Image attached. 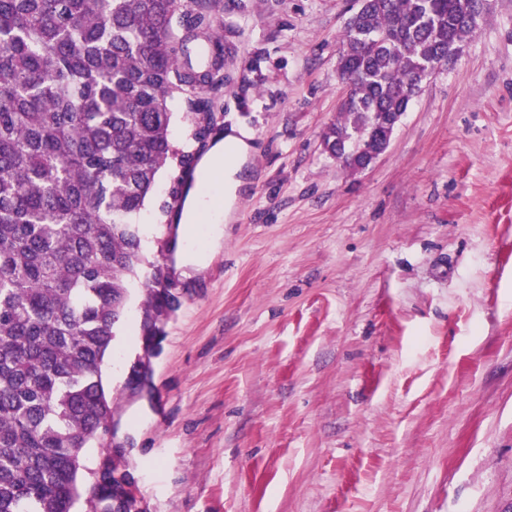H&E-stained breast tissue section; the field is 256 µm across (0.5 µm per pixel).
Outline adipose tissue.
<instances>
[{
	"label": "adipose tissue",
	"mask_w": 512,
	"mask_h": 512,
	"mask_svg": "<svg viewBox=\"0 0 512 512\" xmlns=\"http://www.w3.org/2000/svg\"><path fill=\"white\" fill-rule=\"evenodd\" d=\"M253 151L246 133L229 132L215 143L199 164L194 187L184 203L180 221L186 228L212 220L226 221L244 183L239 171Z\"/></svg>",
	"instance_id": "adipose-tissue-1"
}]
</instances>
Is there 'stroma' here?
I'll return each mask as SVG.
<instances>
[{
    "mask_svg": "<svg viewBox=\"0 0 512 512\" xmlns=\"http://www.w3.org/2000/svg\"><path fill=\"white\" fill-rule=\"evenodd\" d=\"M356 9L224 0L247 186L150 344L133 286L103 368L141 512H512V0L352 171L322 134ZM177 174L136 219L153 261Z\"/></svg>",
    "mask_w": 512,
    "mask_h": 512,
    "instance_id": "obj_1",
    "label": "stroma"
}]
</instances>
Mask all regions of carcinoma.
<instances>
[{
  "label": "carcinoma",
  "instance_id": "carcinoma-1",
  "mask_svg": "<svg viewBox=\"0 0 512 512\" xmlns=\"http://www.w3.org/2000/svg\"><path fill=\"white\" fill-rule=\"evenodd\" d=\"M482 0H364L344 31L348 87L326 151L359 147L407 111L439 57L455 58ZM224 0H0V512L137 509L112 461L102 365L131 281L142 329L177 296L132 227L160 170L194 174L224 87ZM191 143L170 140L175 98ZM99 448L95 468L86 449Z\"/></svg>",
  "mask_w": 512,
  "mask_h": 512
}]
</instances>
